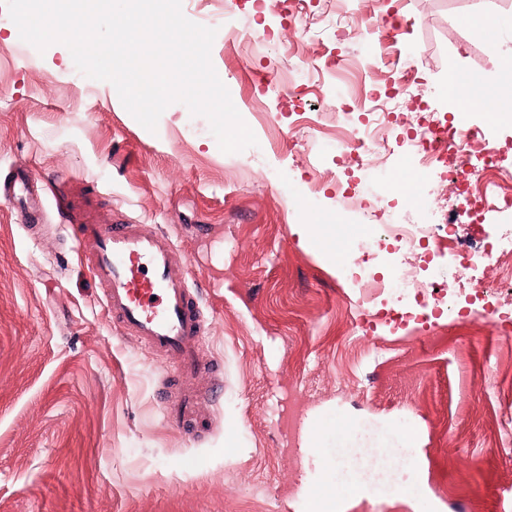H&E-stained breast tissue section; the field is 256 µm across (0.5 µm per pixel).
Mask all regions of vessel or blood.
<instances>
[{
	"label": "vessel or blood",
	"mask_w": 512,
	"mask_h": 512,
	"mask_svg": "<svg viewBox=\"0 0 512 512\" xmlns=\"http://www.w3.org/2000/svg\"><path fill=\"white\" fill-rule=\"evenodd\" d=\"M44 194L26 172L15 170L0 178V197L25 201L28 221H39ZM55 197L62 222L77 225L82 235L98 242L89 265L106 290L107 315L127 334L174 357L183 373L195 372V342L204 333L205 319L190 292L189 273L174 261L171 247L138 225L108 226L89 219L66 193L56 192Z\"/></svg>",
	"instance_id": "1"
}]
</instances>
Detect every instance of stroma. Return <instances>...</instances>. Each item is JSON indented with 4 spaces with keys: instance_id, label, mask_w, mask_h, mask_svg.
Returning a JSON list of instances; mask_svg holds the SVG:
<instances>
[{
    "instance_id": "obj_1",
    "label": "stroma",
    "mask_w": 512,
    "mask_h": 512,
    "mask_svg": "<svg viewBox=\"0 0 512 512\" xmlns=\"http://www.w3.org/2000/svg\"><path fill=\"white\" fill-rule=\"evenodd\" d=\"M368 7L400 21L374 53L359 29L301 41L288 0H182L189 20L217 30L211 60L235 107L280 121L266 129L278 149L226 154L181 103L146 130L111 83L83 75L62 44L41 52L21 40L0 6V176L25 168L67 183L155 232L207 319L201 368L183 379L175 359L104 312L88 266L97 242L59 223L53 196L38 224L0 199V512H308L310 493L335 481L366 487L346 495V512H512V322L493 327L465 308L435 312L430 327L359 334L353 264L307 231L366 223L363 202L384 194L348 169L336 131L367 123L369 88L390 91L404 67L427 91L406 112L449 111L437 89L452 65L504 88L499 117L471 122L512 164V82L491 59L512 48V0ZM483 15L494 30L474 27ZM231 28L264 38L231 42ZM337 55L342 74L311 87L317 127L298 125L286 89L306 80L301 58ZM399 168L417 178V199L392 200L377 223L400 209L429 220L432 175L411 160ZM167 389L193 393L196 427L167 407ZM326 420L396 458L364 467L334 433L306 452L302 429Z\"/></svg>"
}]
</instances>
